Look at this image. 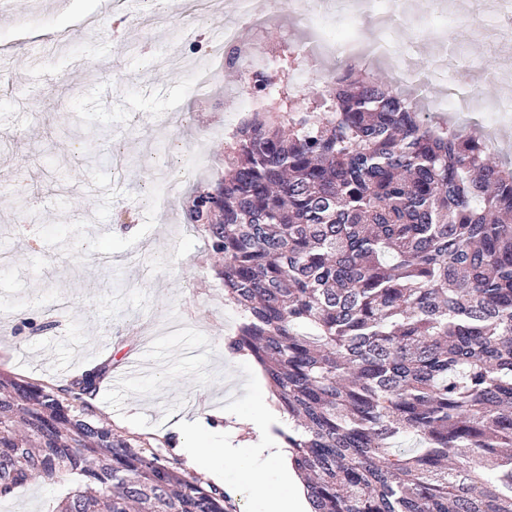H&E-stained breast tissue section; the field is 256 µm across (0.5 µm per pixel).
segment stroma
Here are the masks:
<instances>
[{
	"label": "stroma",
	"mask_w": 512,
	"mask_h": 512,
	"mask_svg": "<svg viewBox=\"0 0 512 512\" xmlns=\"http://www.w3.org/2000/svg\"><path fill=\"white\" fill-rule=\"evenodd\" d=\"M488 8L489 0H461L456 43L395 62L374 41L377 15L349 36L366 51V73L425 87L442 109L448 89L431 76L439 60L466 89L483 85L484 65L501 71L512 56V35L481 31ZM139 10V0L123 13L113 0H16L0 14V250L11 256L0 264V314L12 317L0 324V372L56 388L110 354L90 413L208 485L166 418H211L212 445L246 446L255 439L248 418L273 401L253 358L224 359L241 312L225 300L217 260L187 218L193 191L224 180V130L243 120L224 102L239 81L224 71L200 89L190 81L221 37L207 0L155 31L134 25ZM276 42L302 47L309 90L346 61L322 55L305 19L287 9L263 26V45ZM170 176L176 184L164 187ZM138 350V376L114 385ZM58 493L33 481L0 499V512H50Z\"/></svg>",
	"instance_id": "1"
}]
</instances>
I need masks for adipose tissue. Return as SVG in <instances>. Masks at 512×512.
I'll return each instance as SVG.
<instances>
[{
    "label": "adipose tissue",
    "instance_id": "adipose-tissue-1",
    "mask_svg": "<svg viewBox=\"0 0 512 512\" xmlns=\"http://www.w3.org/2000/svg\"><path fill=\"white\" fill-rule=\"evenodd\" d=\"M287 415L274 410H265L251 421L256 439L248 447L226 445L216 453H209L196 442V438L205 430L204 418L188 415H176L170 419V428L178 435V446L191 459L207 462L216 481H223L225 466L232 465L246 477L245 489L250 497L259 502V512H309L304 494L294 487L290 470L291 461L285 447H273L268 443L272 426H287ZM269 460L275 468L274 484H267L250 476L254 459Z\"/></svg>",
    "mask_w": 512,
    "mask_h": 512
}]
</instances>
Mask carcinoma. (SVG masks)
I'll return each mask as SVG.
<instances>
[{"mask_svg": "<svg viewBox=\"0 0 512 512\" xmlns=\"http://www.w3.org/2000/svg\"><path fill=\"white\" fill-rule=\"evenodd\" d=\"M301 48L240 76L265 106L189 223L242 313L311 512H512V166L469 123L354 69L300 108ZM60 390L0 373V497L66 481L51 512H230L225 492Z\"/></svg>", "mask_w": 512, "mask_h": 512, "instance_id": "carcinoma-1", "label": "carcinoma"}]
</instances>
